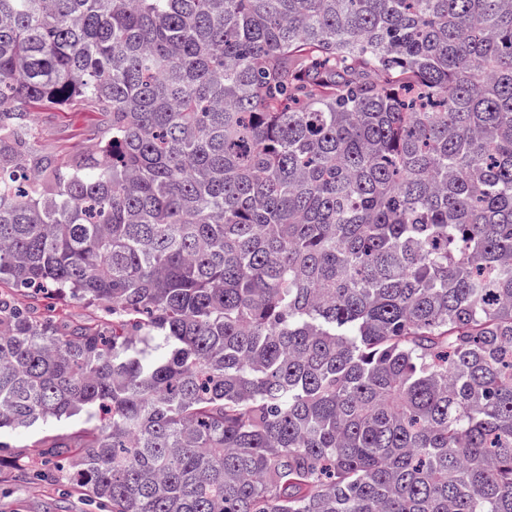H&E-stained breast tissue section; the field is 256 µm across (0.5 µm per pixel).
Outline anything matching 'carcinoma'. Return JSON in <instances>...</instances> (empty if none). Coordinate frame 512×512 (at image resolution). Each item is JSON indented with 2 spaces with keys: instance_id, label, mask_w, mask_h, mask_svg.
Wrapping results in <instances>:
<instances>
[{
  "instance_id": "carcinoma-1",
  "label": "carcinoma",
  "mask_w": 512,
  "mask_h": 512,
  "mask_svg": "<svg viewBox=\"0 0 512 512\" xmlns=\"http://www.w3.org/2000/svg\"><path fill=\"white\" fill-rule=\"evenodd\" d=\"M79 414L106 512H512V0H0V430ZM95 112H35L33 124L38 146L48 152L85 148L94 142L90 131L100 125ZM26 302H32L37 306L40 312L54 310L55 314L63 315L66 320L78 323H93L100 320L104 315L102 304H84L69 299H61L56 296L55 299L45 301H33L26 297H21Z\"/></svg>"
}]
</instances>
